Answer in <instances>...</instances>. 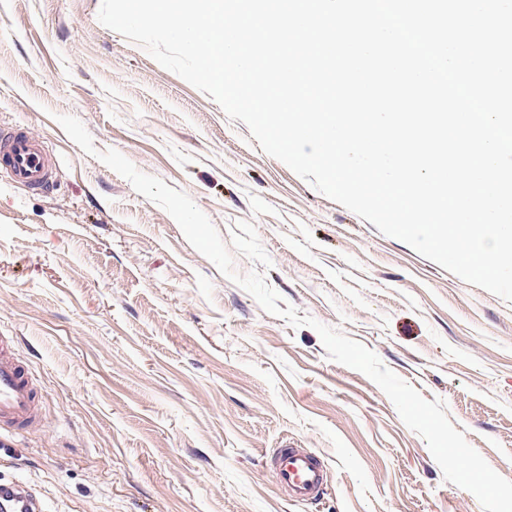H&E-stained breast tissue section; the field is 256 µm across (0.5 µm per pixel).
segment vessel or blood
Returning a JSON list of instances; mask_svg holds the SVG:
<instances>
[{
    "label": "vessel or blood",
    "instance_id": "vessel-or-blood-1",
    "mask_svg": "<svg viewBox=\"0 0 512 512\" xmlns=\"http://www.w3.org/2000/svg\"><path fill=\"white\" fill-rule=\"evenodd\" d=\"M0 164L16 183L44 192L54 184L55 162L37 135L18 127L0 130ZM41 388L18 357L15 339L0 335V436L19 435L43 424ZM268 460L277 483L291 498L308 501L321 495L327 471L321 458L307 448H277ZM0 503L8 512H43L36 497L15 485H0Z\"/></svg>",
    "mask_w": 512,
    "mask_h": 512
}]
</instances>
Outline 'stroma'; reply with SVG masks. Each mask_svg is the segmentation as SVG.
<instances>
[{
  "label": "stroma",
  "mask_w": 512,
  "mask_h": 512,
  "mask_svg": "<svg viewBox=\"0 0 512 512\" xmlns=\"http://www.w3.org/2000/svg\"><path fill=\"white\" fill-rule=\"evenodd\" d=\"M101 0H0V129L55 160L36 193L0 172V333L44 425L0 445V480L47 512H483L424 439L318 332L264 311L175 220L98 158L187 194L239 274L373 350L512 480V303L315 190L243 122L103 26ZM77 117L96 155L56 117ZM309 448L320 499L266 451ZM268 460L277 483L291 498L308 501L321 495L327 471L321 458L309 448H275Z\"/></svg>",
  "instance_id": "1"
}]
</instances>
